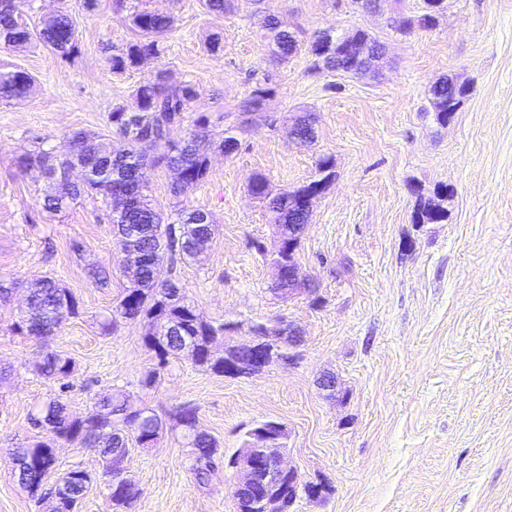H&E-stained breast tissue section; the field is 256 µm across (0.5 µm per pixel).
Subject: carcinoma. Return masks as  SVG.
Wrapping results in <instances>:
<instances>
[{
	"label": "carcinoma",
	"mask_w": 512,
	"mask_h": 512,
	"mask_svg": "<svg viewBox=\"0 0 512 512\" xmlns=\"http://www.w3.org/2000/svg\"><path fill=\"white\" fill-rule=\"evenodd\" d=\"M445 2L422 0L421 11L404 18L397 31L409 34L433 27L446 9ZM22 4L23 0H0V45L18 46L34 39L61 57L71 58L76 53V41L69 12L62 11L45 25L32 28L22 20ZM113 8L117 13L127 12L129 27L137 39L129 43L124 53L112 56V71L120 73L146 56H159L160 40L173 30L174 17L137 4L129 6L127 0H114ZM263 28L271 34L281 59L286 60L297 51L293 35L280 28L273 15L264 17ZM310 53L313 70H324L329 60L336 59V35L318 36L310 46ZM31 82V76L22 70L1 72L0 101L26 97ZM266 94L263 88L251 91L244 104L246 113L259 115ZM466 94L465 88L450 92L448 85L443 84L430 101L429 111L453 115ZM194 98L192 85L171 83L166 73L159 70L135 88L131 103L116 106L107 115V127L126 142L124 149L113 150L100 134L75 130L64 151L58 154L46 150L34 152L21 157L18 166L25 170L38 168L45 174L49 190L41 205L50 213L67 209L85 194L100 195L110 204L113 197H121L120 204L112 210L116 250L128 245V239L133 237L140 252L133 271L123 268L129 280L120 298L125 314L133 321L176 323L175 335L166 337L156 346L160 364L186 351L195 365L222 375L224 361L210 358L206 346L210 340L224 334L226 325H214L199 318L195 307L181 296L176 279L177 265L196 259L212 241L216 230L214 219L205 211L184 207L177 210L176 221L165 224L157 204L146 190L148 172L155 166H164L173 173L171 191L177 198L186 196L206 181L212 129L208 116H190ZM179 129L184 130V135L176 141L173 135ZM85 164L95 169L94 176L64 200H59L61 190L53 182V174L62 168ZM307 190L308 186L303 185L271 198L264 177L256 175L248 184L249 194L265 203L271 223L281 225V236L285 240L288 239V207L298 202ZM25 289L28 314L13 326L20 336H51L66 318L79 312L75 296L50 276L30 279ZM35 371L60 384L63 391L68 388L73 363L59 353L48 352L36 364ZM40 415L50 435L27 446L20 457L23 468L19 480L29 493L33 495L47 485L46 474L56 463L53 449L62 442L74 443L93 449L100 457L111 512H129L132 499L114 483L115 472L129 452L127 431L123 427L138 421L141 435L154 437L162 428L161 420L149 411L129 412L125 404L110 397L95 402L85 417L74 418L61 394L45 404ZM178 425L192 448L195 481L200 486L206 485L218 470L224 452L216 439L197 431L194 410H181ZM90 482L87 471L73 469L68 481L56 485L57 512H70L82 499Z\"/></svg>",
	"instance_id": "cac0c4a2"
}]
</instances>
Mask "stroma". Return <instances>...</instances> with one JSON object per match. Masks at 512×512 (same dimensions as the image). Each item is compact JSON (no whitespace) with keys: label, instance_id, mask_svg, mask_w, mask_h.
I'll list each match as a JSON object with an SVG mask.
<instances>
[{"label":"stroma","instance_id":"obj_1","mask_svg":"<svg viewBox=\"0 0 512 512\" xmlns=\"http://www.w3.org/2000/svg\"><path fill=\"white\" fill-rule=\"evenodd\" d=\"M38 23L68 10L77 55L39 43L0 48V72L23 70L29 95L0 103V279L50 275L79 300L55 336L15 335L24 301L0 304V512H49L19 482L11 452L36 441L33 415L63 395L73 416L102 396H126L166 424L149 448L131 447L125 475L132 512H234L232 470L198 485L176 416L193 408L197 427L225 456L245 432L273 419L288 430L287 461L301 482L293 512H512V0H446L436 25L408 35L388 14L415 0H385L379 13L356 0H232L223 15L202 0H147L172 14L160 57L122 74L109 60L134 34L112 0H27ZM275 15L300 47L281 60L261 24ZM365 30L385 46L368 73H315L309 52L319 33ZM193 85V113L216 130L238 126L239 150L209 149L206 183L184 200L217 224L208 249L181 269L187 299L207 321L227 324L216 351L248 343L249 323L281 316L301 333L293 364L275 362L248 377L216 375L187 356L160 365L148 325L103 322L127 282L115 265L112 212L101 197L51 214L48 185L20 157L62 150L72 131L105 133L112 108L157 70ZM455 77L468 93L448 124L428 110L430 87ZM267 91L263 118L241 124L255 88ZM314 113L317 137L303 144L289 125ZM329 157L335 178L316 199L296 257L297 289L272 292L277 228L247 192L263 176L272 193L303 186ZM454 193L447 217L416 224L418 198L439 185ZM105 270L107 285L86 277ZM74 362L67 389L37 375L45 351ZM156 374L146 385L148 374ZM337 380L322 390L324 376ZM58 473L80 467L92 481L77 512H106L101 460L63 443Z\"/></svg>","mask_w":512,"mask_h":512}]
</instances>
